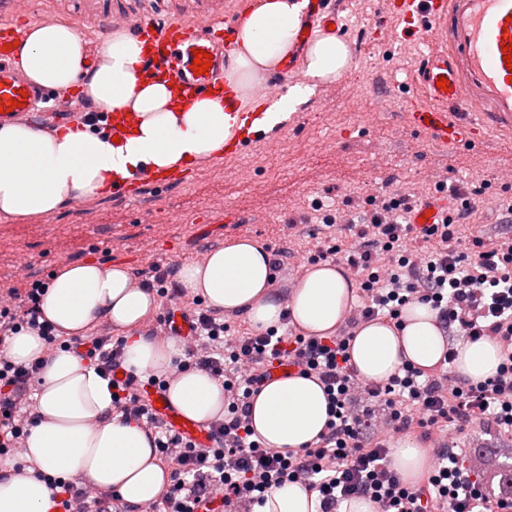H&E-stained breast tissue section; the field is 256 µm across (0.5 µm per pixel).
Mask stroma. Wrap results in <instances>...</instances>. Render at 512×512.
Listing matches in <instances>:
<instances>
[{"label":"stroma","instance_id":"obj_1","mask_svg":"<svg viewBox=\"0 0 512 512\" xmlns=\"http://www.w3.org/2000/svg\"><path fill=\"white\" fill-rule=\"evenodd\" d=\"M145 0H29L30 19L65 20L93 44H100L101 20L114 10L142 6ZM342 34L354 53L352 66L334 82V101L314 86L286 123L242 152L195 165L173 187L144 188L138 201L103 195L84 211L63 208L49 218L0 220V287L48 279L63 263L93 261L129 270L153 264L184 266L198 250L223 247L248 236L264 245L284 246L306 263L321 230L316 205H341L347 197L399 190L422 196L431 177L485 184L476 197L481 222L466 234L494 242L499 226L490 197L503 194L498 171L512 168V134L442 148L428 132L407 127L404 107L377 110L378 79L400 98L412 83L423 42L405 40L403 26L385 14V0H339ZM228 209L234 224L212 220ZM297 223H288V216ZM457 447L485 456L481 471L491 483L496 467L512 463V435L472 426L455 435Z\"/></svg>","mask_w":512,"mask_h":512}]
</instances>
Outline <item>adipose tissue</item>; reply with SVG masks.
Instances as JSON below:
<instances>
[{"label": "adipose tissue", "instance_id": "obj_1", "mask_svg": "<svg viewBox=\"0 0 512 512\" xmlns=\"http://www.w3.org/2000/svg\"><path fill=\"white\" fill-rule=\"evenodd\" d=\"M307 0H252L237 25L236 49L224 72L237 86L241 103L230 112L223 100L199 96L175 101L165 80H145L141 43L116 31L98 47L66 22L35 20L15 56L33 83L54 90L80 84L100 112H135L137 130L120 142L79 122L46 134L23 123L0 126V217L23 220L56 214L72 195L93 199L112 185L142 171H180L190 164L223 156L226 143L243 130L271 131L305 102L310 90L299 86L263 117L250 120L254 91L296 49V34L305 20ZM96 65H89V55ZM304 74L315 82L339 80L352 65L349 45L333 35H317L302 55ZM188 293L208 307L247 315L254 329L278 327L282 314L311 336L334 335L355 300L356 283L340 265L309 267L281 305L263 246L240 237L210 251L199 263L180 271ZM157 308L154 292L140 286L129 269L94 262L61 265L46 286L41 310L61 336H82L100 318L125 336L128 367L136 373L171 375L167 396L185 416L207 423L224 414V390L206 373L175 371L174 342L141 334L142 324ZM447 349L434 312L409 304L403 326L381 321L361 325L350 345L358 375L384 380L402 363L422 369L439 364ZM8 353L19 364L42 361L37 395V423L26 439L27 468L0 475V512H47L50 490L33 476L34 469L77 476L112 491L126 504L140 506L161 497L168 474L156 458L148 434L112 413V390L87 361L70 350H47L30 332L13 336ZM453 373L480 382L496 374L499 347L487 340H465L456 348ZM251 426L266 446L299 451L315 441L328 420L321 384L299 375L268 382L251 402ZM391 464L408 483H416L432 456L410 438L399 440ZM316 494L290 483L269 493L254 512H318Z\"/></svg>", "mask_w": 512, "mask_h": 512}]
</instances>
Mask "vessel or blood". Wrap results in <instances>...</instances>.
<instances>
[{
    "label": "vessel or blood",
    "instance_id": "b4317fda",
    "mask_svg": "<svg viewBox=\"0 0 512 512\" xmlns=\"http://www.w3.org/2000/svg\"><path fill=\"white\" fill-rule=\"evenodd\" d=\"M192 19L172 12L158 17L150 11L136 12L128 30L140 39L144 52V74L168 80L175 97L211 95L225 105H237L234 88L219 81L218 74L230 62L235 49V26L224 19V0H192ZM389 11L401 17L407 37L419 38L430 46L420 62L416 88L408 96L407 117L412 128L427 131L441 146H455L473 140L479 128L489 126L512 133V71L503 59L507 31H512V0H391ZM309 24L299 44H306L315 32L328 33L339 24V14L330 0H308ZM25 36L21 23H0V102L26 93L24 106L0 113V123L32 117L35 123L61 121L59 109L49 93L22 75L13 65L8 46ZM211 54L206 73L191 69L195 51ZM446 88H438L439 79ZM138 116L133 112H108L104 124L110 136L126 139ZM172 176L143 174L132 185L113 188L112 195L125 201L137 200L140 190L150 186L166 189ZM448 195L432 192L421 199L411 214L415 224L442 223ZM163 391L148 387L146 397L161 424L191 440L197 447L212 445L206 425L182 418L172 404L163 403Z\"/></svg>",
    "mask_w": 512,
    "mask_h": 512
}]
</instances>
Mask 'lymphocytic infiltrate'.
<instances>
[{"label": "lymphocytic infiltrate", "instance_id": "lymphocytic-infiltrate-1", "mask_svg": "<svg viewBox=\"0 0 512 512\" xmlns=\"http://www.w3.org/2000/svg\"><path fill=\"white\" fill-rule=\"evenodd\" d=\"M453 193L459 202L446 221L421 226L407 220L419 203L413 195H368L352 234H331L316 246L311 263H343L359 285L360 301L334 335L308 336L290 327L241 333L220 311L193 308V333L178 339L174 365L205 372L224 389V415L210 423L213 447H195L156 422L141 387L164 389L168 380L126 371V341L110 326L63 343L112 379L113 413L146 429L169 466L168 487L148 512H197L204 502L212 512H240L287 482L317 493L320 512H339L355 496L372 499L378 512H512V493H488L479 473L448 444L449 430L476 423L512 433V198L497 205L501 240L488 247L476 236L466 247L461 228L477 223L479 212L471 188ZM142 284L169 302L153 338L173 339L170 312L185 295L176 266L153 265ZM44 291L41 280L0 289V459L16 465L37 418L32 395L40 366L16 364L7 348L23 331L36 333L48 349L61 344L56 327L42 318ZM413 302L430 306L448 335L495 342L502 353L496 374L477 383L455 377L450 348L431 373L407 363L384 381L359 377L349 356L356 328L375 320L399 323ZM282 365L316 378L330 404L324 432L299 454L265 446L250 426L252 399ZM121 371L125 381L115 382ZM415 428L436 446L435 464L419 487L407 484L389 459L390 434ZM37 477L67 512H112L115 493L42 471Z\"/></svg>", "mask_w": 512, "mask_h": 512}]
</instances>
